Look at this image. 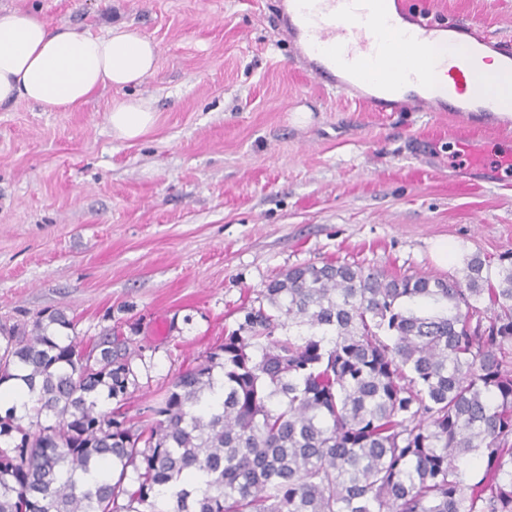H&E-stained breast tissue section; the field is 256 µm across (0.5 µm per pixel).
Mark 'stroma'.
Here are the masks:
<instances>
[{
	"mask_svg": "<svg viewBox=\"0 0 512 512\" xmlns=\"http://www.w3.org/2000/svg\"><path fill=\"white\" fill-rule=\"evenodd\" d=\"M281 0H0L53 27L123 21L152 39L142 85L71 112L0 108V323L64 311L74 336L128 338L131 421L242 321L257 291L324 261L448 279L512 252V171L468 173L447 112H363L282 41ZM512 36V0H433ZM156 125L113 138L111 103ZM311 113L309 124L292 113ZM459 246L439 261L436 242ZM108 112L113 137L124 141L137 139L156 120L153 102L149 98H128L115 102Z\"/></svg>",
	"mask_w": 512,
	"mask_h": 512,
	"instance_id": "stroma-1",
	"label": "stroma"
}]
</instances>
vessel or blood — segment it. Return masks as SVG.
<instances>
[{
	"instance_id": "obj_1",
	"label": "vessel or blood",
	"mask_w": 512,
	"mask_h": 512,
	"mask_svg": "<svg viewBox=\"0 0 512 512\" xmlns=\"http://www.w3.org/2000/svg\"><path fill=\"white\" fill-rule=\"evenodd\" d=\"M281 9L282 37L306 70L363 111L453 112L468 127L506 103L480 70L491 51L512 76V37L490 36L478 17L439 14L427 0H284ZM383 71L392 83H376ZM457 141L483 169L485 149L465 133Z\"/></svg>"
}]
</instances>
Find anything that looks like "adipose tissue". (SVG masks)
<instances>
[{"mask_svg": "<svg viewBox=\"0 0 512 512\" xmlns=\"http://www.w3.org/2000/svg\"><path fill=\"white\" fill-rule=\"evenodd\" d=\"M157 45L129 24L118 22L101 35L50 27L37 14L0 9V106L18 101L46 112L75 110L110 86L144 83L156 70ZM148 98L111 105L113 137L131 141L154 124Z\"/></svg>", "mask_w": 512, "mask_h": 512, "instance_id": "adipose-tissue-1", "label": "adipose tissue"}]
</instances>
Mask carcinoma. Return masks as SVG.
Segmentation results:
<instances>
[{"mask_svg": "<svg viewBox=\"0 0 512 512\" xmlns=\"http://www.w3.org/2000/svg\"><path fill=\"white\" fill-rule=\"evenodd\" d=\"M465 269L291 268L148 424L99 408L136 386L125 339L61 338V310L0 328V385L38 389L24 415L0 414V512H512V261Z\"/></svg>", "mask_w": 512, "mask_h": 512, "instance_id": "carcinoma-1", "label": "carcinoma"}]
</instances>
